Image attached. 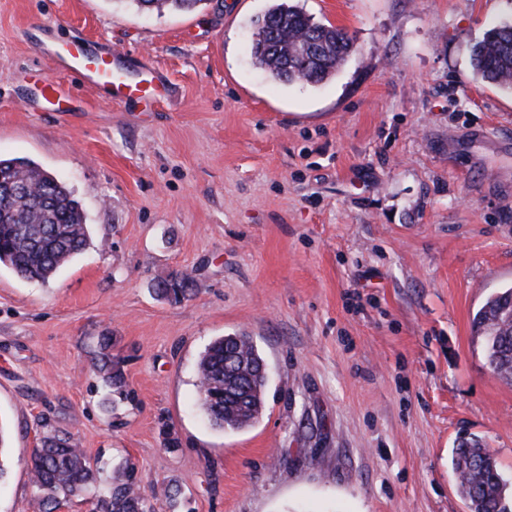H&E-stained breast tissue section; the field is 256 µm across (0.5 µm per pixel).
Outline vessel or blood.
I'll return each mask as SVG.
<instances>
[{
    "mask_svg": "<svg viewBox=\"0 0 512 512\" xmlns=\"http://www.w3.org/2000/svg\"><path fill=\"white\" fill-rule=\"evenodd\" d=\"M57 54L67 73L85 85L108 88L121 102L144 98L154 86L153 81L132 74L120 56H98L81 43H63Z\"/></svg>",
    "mask_w": 512,
    "mask_h": 512,
    "instance_id": "vessel-or-blood-1",
    "label": "vessel or blood"
}]
</instances>
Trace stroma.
Here are the masks:
<instances>
[{
	"mask_svg": "<svg viewBox=\"0 0 512 512\" xmlns=\"http://www.w3.org/2000/svg\"><path fill=\"white\" fill-rule=\"evenodd\" d=\"M301 4L356 47L317 87L253 65L270 0H0V156L66 183L91 240L46 282L0 266V512H34L30 453L54 433L134 462L154 512L171 485L175 512H467L462 433L512 483V385L473 330L512 284V93L469 56L512 0ZM70 41L164 84L114 102L50 59ZM181 272L196 294L159 295ZM233 333L265 360V408L223 431L196 365ZM205 0H133L143 11H161L163 7L191 11Z\"/></svg>",
	"mask_w": 512,
	"mask_h": 512,
	"instance_id": "obj_1",
	"label": "stroma"
}]
</instances>
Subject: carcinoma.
<instances>
[{"mask_svg":"<svg viewBox=\"0 0 512 512\" xmlns=\"http://www.w3.org/2000/svg\"><path fill=\"white\" fill-rule=\"evenodd\" d=\"M143 11L164 7L191 11L204 0H132ZM273 26L256 24L252 62L276 84H322L336 76L354 52L342 29L321 23L299 0H272L264 13ZM471 65L477 78L512 91V21L488 30L475 43ZM0 181L21 183L25 191L7 195L0 187V264L19 278L46 281L89 245L86 218L67 186L36 163L0 157ZM193 279L178 273L159 293L175 299L191 296ZM494 374L512 384V287L490 294L474 317ZM262 357L244 333L220 336L197 362V399L211 424L223 430L251 426L263 407ZM98 370L107 386L121 391L124 379L106 353ZM452 465L469 512H512V484L492 451L479 440L458 443ZM101 467L85 451L56 434L41 438L30 460L35 512H55L79 498L89 512H145L148 501L134 464L125 462L118 476L101 481Z\"/></svg>","mask_w":512,"mask_h":512,"instance_id":"carcinoma-1","label":"carcinoma"}]
</instances>
